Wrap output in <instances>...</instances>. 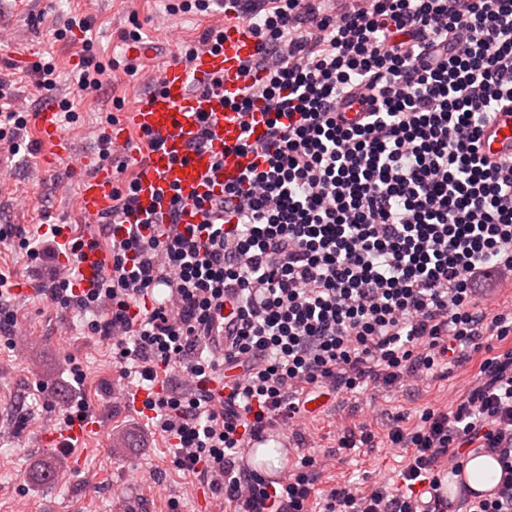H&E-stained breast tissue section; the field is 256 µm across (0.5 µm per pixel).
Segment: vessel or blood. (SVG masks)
<instances>
[{"mask_svg": "<svg viewBox=\"0 0 512 512\" xmlns=\"http://www.w3.org/2000/svg\"><path fill=\"white\" fill-rule=\"evenodd\" d=\"M224 44L217 50L204 49L190 61H173L158 69L157 88L125 114L123 123L108 132L113 148L121 149L134 163L135 193L125 221L143 223L147 216L167 213L172 198H180L178 214L182 224H202L207 216L198 208L201 199H218L225 184L241 179L255 161L253 153L242 152L240 143L264 144L268 139L267 117L261 111L240 117L231 106L243 87L241 63L257 52L256 39L248 25L227 19ZM224 77V90L215 93L205 85L213 75ZM60 112L52 105L40 109L39 138L52 154L73 171H81L88 157L59 136ZM207 134L205 147L194 149L200 134ZM483 155L496 161L512 157V105L503 106L485 124L480 136ZM112 169L101 165L86 176L73 200L75 209L88 222L99 221L112 208ZM79 273L70 280L75 292L91 287L101 266L108 260L91 238H84ZM98 420H74L64 430L50 431L45 439L64 444L101 435ZM278 448L284 464L292 462L295 451L287 434H264L252 440L241 463L250 467L261 448Z\"/></svg>", "mask_w": 512, "mask_h": 512, "instance_id": "obj_1", "label": "vessel or blood"}]
</instances>
